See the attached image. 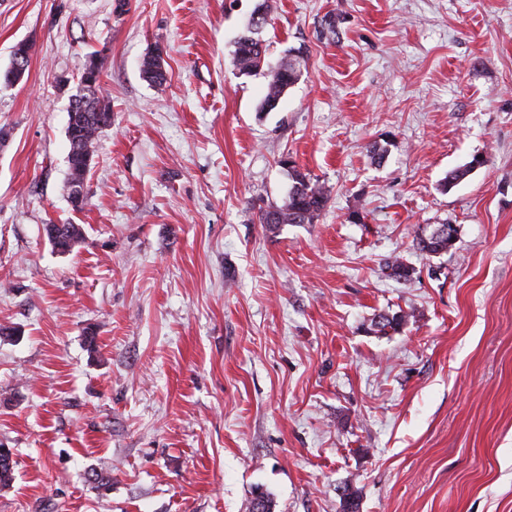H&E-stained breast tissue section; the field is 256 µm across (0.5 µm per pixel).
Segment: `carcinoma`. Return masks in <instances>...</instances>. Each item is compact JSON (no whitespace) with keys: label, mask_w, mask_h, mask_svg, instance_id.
<instances>
[{"label":"carcinoma","mask_w":512,"mask_h":512,"mask_svg":"<svg viewBox=\"0 0 512 512\" xmlns=\"http://www.w3.org/2000/svg\"><path fill=\"white\" fill-rule=\"evenodd\" d=\"M255 12L260 14L257 31L242 34L236 42L234 62L243 74H250L263 68L267 46L260 37L259 30L269 21L270 5L268 0H259ZM143 77L156 87L167 82L166 72L153 55H148L142 63ZM301 75V69L294 68L291 61L282 63L277 69L269 72L267 92L262 103V109H274L282 95L293 86ZM74 98V122L68 124L66 134L69 142L68 166L69 176L64 185V191L74 210L80 211L85 200L73 201V184H84L88 172L91 151L99 135L104 131L100 122L112 112V102L105 93L102 83L94 87H86L83 80H78L77 93ZM281 163L290 169L292 180L288 197L281 205L258 207L256 220L266 228L273 230L281 224H312L327 208L329 195L326 188L318 180L297 168L288 158ZM484 159L474 155L462 168L448 172L445 187L451 188L462 180L468 173L481 167ZM44 234L52 247L60 253H70L85 240V229L81 224L71 222L57 223L53 220L44 224ZM457 230L451 224H437L429 232L418 236L414 246L417 251L427 255H437L448 252L454 245ZM390 276L407 281L412 278L414 268L395 257L386 263ZM407 321V315L402 312L380 314L371 323L373 332L387 335L399 331ZM341 512H360L359 496L350 486L343 485L338 489Z\"/></svg>","instance_id":"carcinoma-1"}]
</instances>
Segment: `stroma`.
I'll use <instances>...</instances> for the list:
<instances>
[{
    "mask_svg": "<svg viewBox=\"0 0 512 512\" xmlns=\"http://www.w3.org/2000/svg\"><path fill=\"white\" fill-rule=\"evenodd\" d=\"M256 2L0 0V69L31 47L0 85V512H245L258 487L339 512L346 483L360 512H512V0H269L267 67L244 75ZM293 49L299 81L261 111ZM93 53L112 125L75 212ZM286 154L330 201L269 232L254 208L287 197ZM51 219L84 226L71 254ZM442 223L448 253L417 251ZM83 79L84 71L78 80L77 93L71 96L74 98L76 117L72 124L68 121L66 130L69 142V176L64 185V191L73 210L76 211L82 210L85 205L84 181L91 161V151L99 135L105 130L100 126V122L108 113H112V102L105 93L101 80L91 88L84 86ZM73 183H78V186L83 185L82 199L78 198L81 199L80 202H74ZM407 315L402 312H395L394 314H379L371 323L372 330L376 334L387 335L390 332L399 331L407 321Z\"/></svg>",
    "mask_w": 512,
    "mask_h": 512,
    "instance_id": "1",
    "label": "stroma"
}]
</instances>
